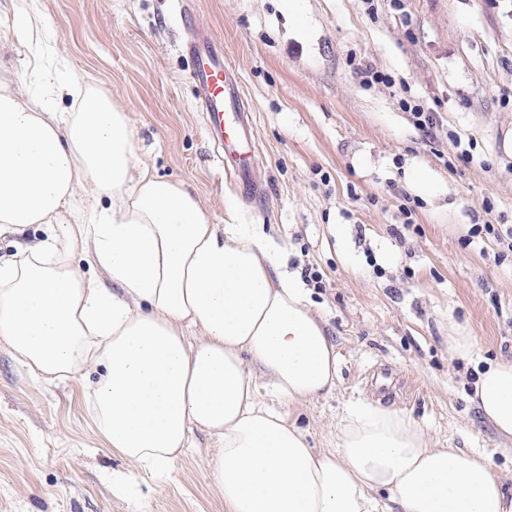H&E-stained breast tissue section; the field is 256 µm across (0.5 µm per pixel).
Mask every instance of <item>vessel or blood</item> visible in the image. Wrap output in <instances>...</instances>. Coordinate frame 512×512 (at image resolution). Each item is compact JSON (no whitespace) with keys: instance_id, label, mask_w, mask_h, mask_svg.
Wrapping results in <instances>:
<instances>
[{"instance_id":"vessel-or-blood-1","label":"vessel or blood","mask_w":512,"mask_h":512,"mask_svg":"<svg viewBox=\"0 0 512 512\" xmlns=\"http://www.w3.org/2000/svg\"><path fill=\"white\" fill-rule=\"evenodd\" d=\"M185 51L195 60L192 77L202 93L209 132L224 147V166L237 173L241 184H249L254 156L243 144L250 139V123L238 108V91L230 71L210 45L194 42L186 45Z\"/></svg>"}]
</instances>
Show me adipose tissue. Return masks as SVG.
<instances>
[{"label":"adipose tissue","instance_id":"adipose-tissue-1","mask_svg":"<svg viewBox=\"0 0 512 512\" xmlns=\"http://www.w3.org/2000/svg\"><path fill=\"white\" fill-rule=\"evenodd\" d=\"M24 36L43 88L0 86V236L33 224L48 234L0 258V340L46 379L104 365L88 407L107 448L167 474L193 430L206 431L226 512H378L381 492L396 512H512L487 459L431 447L378 404L349 408L335 450L311 448L278 404L331 391L336 348L277 249L135 168L127 114L52 61L32 28ZM81 252L94 275L77 267ZM472 399L512 439V360L478 372Z\"/></svg>","mask_w":512,"mask_h":512}]
</instances>
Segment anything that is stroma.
<instances>
[{"label": "stroma", "mask_w": 512, "mask_h": 512, "mask_svg": "<svg viewBox=\"0 0 512 512\" xmlns=\"http://www.w3.org/2000/svg\"><path fill=\"white\" fill-rule=\"evenodd\" d=\"M55 56L130 119L138 165L184 183L217 224H256L338 354L335 388L282 403L311 447H335L348 406L411 416L434 447L487 456L512 495V441L472 402L479 370L512 359V253L471 237L512 225V0H37ZM12 0H0V71L26 69ZM202 39L236 70L258 148L255 193L225 175L184 51ZM392 84L365 85L364 70ZM437 114L424 137L402 98ZM460 138L453 146L449 134ZM468 163L449 167L456 148ZM422 170L431 184L415 188ZM469 339L467 351L451 344ZM91 364L35 377L0 341V512H225L192 446L159 480L106 448L85 395Z\"/></svg>", "instance_id": "1"}]
</instances>
